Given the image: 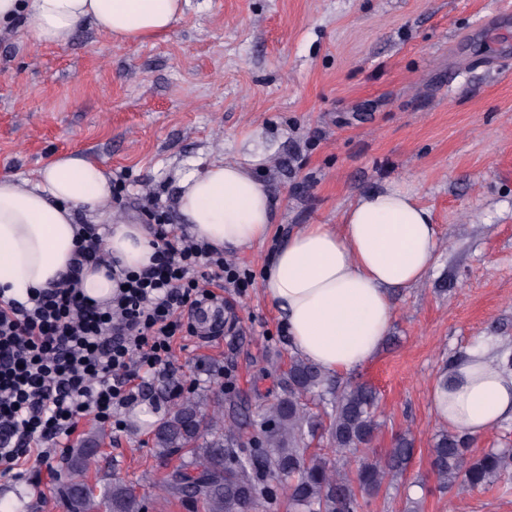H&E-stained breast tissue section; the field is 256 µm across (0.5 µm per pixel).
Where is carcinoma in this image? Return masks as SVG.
<instances>
[{
	"instance_id": "cac0c4a2",
	"label": "carcinoma",
	"mask_w": 512,
	"mask_h": 512,
	"mask_svg": "<svg viewBox=\"0 0 512 512\" xmlns=\"http://www.w3.org/2000/svg\"><path fill=\"white\" fill-rule=\"evenodd\" d=\"M282 394L261 407L255 435L247 415L220 424L206 413L219 403L216 392L194 393L176 403L152 432L159 458L179 456L164 479L169 495L197 503L203 512H269L285 496L291 512H361L382 490L404 483L414 448L410 433H399L388 451L372 453L356 467L351 455L369 447L379 428L378 398L361 381L335 377L293 353L280 374ZM322 412L308 407L310 398ZM255 447H244L245 441ZM474 437L444 431L430 449V467L446 490L512 484V448H491L477 455ZM98 435L65 458L59 494L67 512H144L136 485L115 479L101 491L85 479Z\"/></svg>"
}]
</instances>
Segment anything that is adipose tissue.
Returning <instances> with one entry per match:
<instances>
[{"label":"adipose tissue","mask_w":512,"mask_h":512,"mask_svg":"<svg viewBox=\"0 0 512 512\" xmlns=\"http://www.w3.org/2000/svg\"><path fill=\"white\" fill-rule=\"evenodd\" d=\"M188 0H0V31L22 23L37 43L69 46L92 25L113 44L165 37ZM106 166L81 153L50 160L35 178L0 175V294L25 299L56 281L77 248L78 216L108 222L109 255L123 268L147 266L145 225L113 221ZM177 211L196 239L224 251L264 243L280 219L272 191L247 161L215 160L178 180ZM438 230L410 190L374 188L344 210L340 223L303 224L265 264L260 293L303 358L330 374L370 361L389 332L391 292L421 284L432 268ZM491 346L472 349L444 371L431 392L440 421L477 437L512 419V371L493 364Z\"/></svg>","instance_id":"obj_1"}]
</instances>
